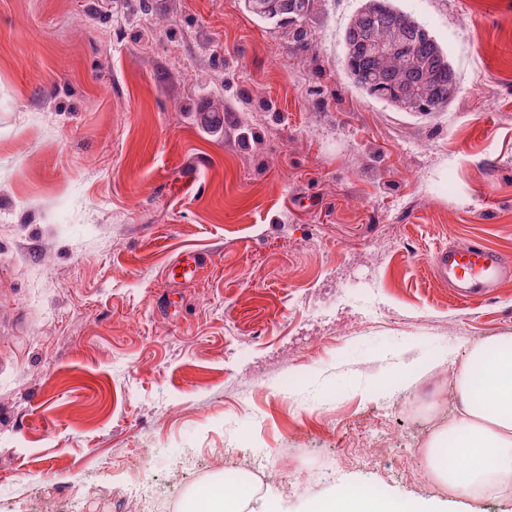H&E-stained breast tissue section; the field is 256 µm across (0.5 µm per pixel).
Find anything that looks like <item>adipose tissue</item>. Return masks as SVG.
<instances>
[{"label": "adipose tissue", "instance_id": "1", "mask_svg": "<svg viewBox=\"0 0 512 512\" xmlns=\"http://www.w3.org/2000/svg\"><path fill=\"white\" fill-rule=\"evenodd\" d=\"M456 415L430 448L436 479L458 495L476 497L493 484L512 483V335L475 346L455 383ZM469 461L464 472L449 456ZM309 512H432L413 500L373 496L348 486L311 505Z\"/></svg>", "mask_w": 512, "mask_h": 512}]
</instances>
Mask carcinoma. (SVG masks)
I'll list each match as a JSON object with an SVG mask.
<instances>
[{"instance_id": "carcinoma-1", "label": "carcinoma", "mask_w": 512, "mask_h": 512, "mask_svg": "<svg viewBox=\"0 0 512 512\" xmlns=\"http://www.w3.org/2000/svg\"><path fill=\"white\" fill-rule=\"evenodd\" d=\"M313 0H245L256 17L288 28L302 44ZM369 40H401L409 49L373 58L365 52ZM344 65L354 84L367 95L403 112H443L453 101L457 77L447 50L432 31L396 0H361L342 35Z\"/></svg>"}]
</instances>
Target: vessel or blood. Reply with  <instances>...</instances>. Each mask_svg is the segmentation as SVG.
I'll return each mask as SVG.
<instances>
[{"label":"vessel or blood","mask_w":512,"mask_h":512,"mask_svg":"<svg viewBox=\"0 0 512 512\" xmlns=\"http://www.w3.org/2000/svg\"><path fill=\"white\" fill-rule=\"evenodd\" d=\"M433 270L454 295L466 302L487 298L501 280L512 276V262L472 241L437 252Z\"/></svg>","instance_id":"b4317fda"}]
</instances>
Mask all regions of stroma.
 Masks as SVG:
<instances>
[{"mask_svg":"<svg viewBox=\"0 0 512 512\" xmlns=\"http://www.w3.org/2000/svg\"><path fill=\"white\" fill-rule=\"evenodd\" d=\"M359 5L315 0L300 45L244 0H0V512H129L283 448L251 512H512L434 481L418 414L512 334V278L466 303L431 269L512 259V0H398L456 72L428 115L349 77ZM308 512H437L414 500L372 496L359 486L343 487L315 502ZM127 494L132 497L137 504H142V507H139V505L135 507L133 509L134 512H154V509L159 503L168 501L176 504L177 500L174 495H166L163 497L154 496L150 490L144 491L135 489L128 491ZM151 503L152 507L150 508Z\"/></svg>","mask_w":512,"mask_h":512,"instance_id":"stroma-1","label":"stroma"}]
</instances>
